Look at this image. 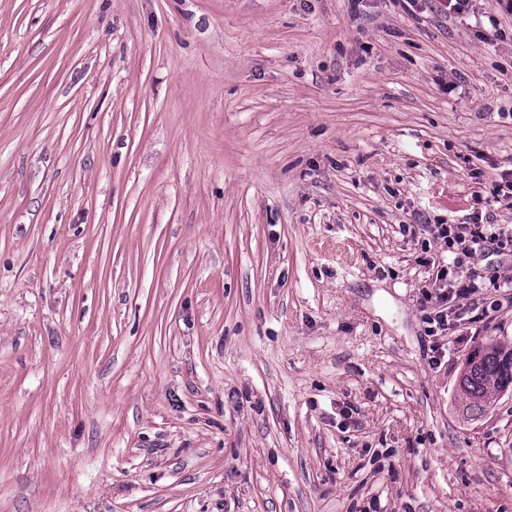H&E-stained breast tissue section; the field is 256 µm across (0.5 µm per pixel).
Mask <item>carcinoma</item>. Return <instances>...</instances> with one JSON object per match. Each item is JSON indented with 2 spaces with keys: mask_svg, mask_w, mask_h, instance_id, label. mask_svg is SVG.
Here are the masks:
<instances>
[{
  "mask_svg": "<svg viewBox=\"0 0 512 512\" xmlns=\"http://www.w3.org/2000/svg\"><path fill=\"white\" fill-rule=\"evenodd\" d=\"M512 388V342L489 340L465 358L458 391L466 414H478Z\"/></svg>",
  "mask_w": 512,
  "mask_h": 512,
  "instance_id": "cac0c4a2",
  "label": "carcinoma"
}]
</instances>
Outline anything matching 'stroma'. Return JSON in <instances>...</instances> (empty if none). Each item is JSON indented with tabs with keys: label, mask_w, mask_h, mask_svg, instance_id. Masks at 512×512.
Instances as JSON below:
<instances>
[{
	"label": "stroma",
	"mask_w": 512,
	"mask_h": 512,
	"mask_svg": "<svg viewBox=\"0 0 512 512\" xmlns=\"http://www.w3.org/2000/svg\"><path fill=\"white\" fill-rule=\"evenodd\" d=\"M494 13L0 0V512H512V246L434 234L512 225ZM439 224L438 238L448 248L455 245L462 254L474 256L481 253L487 243L512 245V226L503 224ZM481 284L476 282L472 276L463 278L459 271L451 266H441L435 276L432 292L426 291L427 299H435V306L432 312L426 314V320L429 324H435L434 327L441 333L448 330V304L460 300L471 299ZM434 294V295H433ZM512 388V342L489 340L465 358L458 391L467 416L478 414Z\"/></svg>",
	"instance_id": "35a3bbf8"
}]
</instances>
